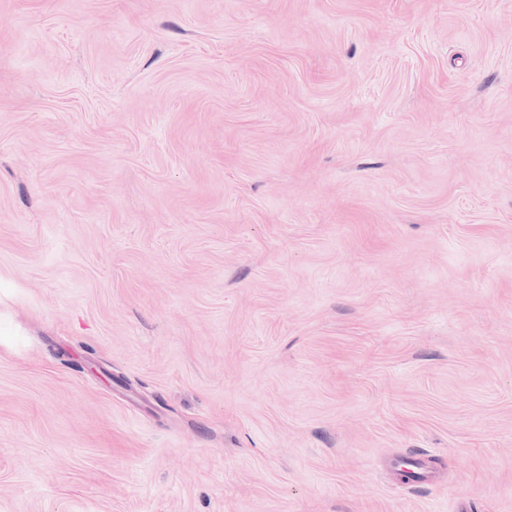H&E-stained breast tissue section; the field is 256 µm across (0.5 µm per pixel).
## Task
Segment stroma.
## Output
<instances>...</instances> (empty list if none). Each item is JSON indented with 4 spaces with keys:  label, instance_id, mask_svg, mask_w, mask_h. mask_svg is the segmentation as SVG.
<instances>
[{
    "label": "stroma",
    "instance_id": "35a3bbf8",
    "mask_svg": "<svg viewBox=\"0 0 512 512\" xmlns=\"http://www.w3.org/2000/svg\"><path fill=\"white\" fill-rule=\"evenodd\" d=\"M0 512H512V0H0Z\"/></svg>",
    "mask_w": 512,
    "mask_h": 512
}]
</instances>
